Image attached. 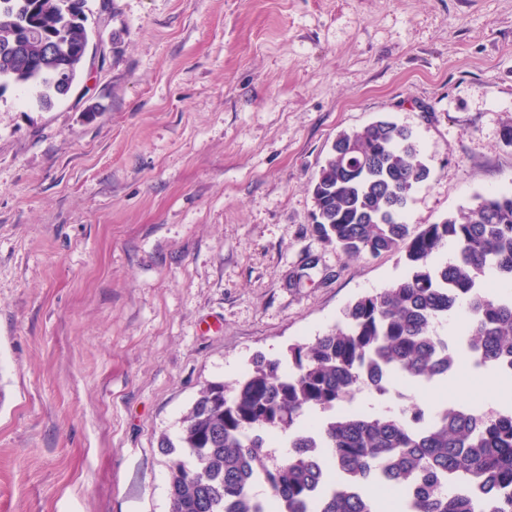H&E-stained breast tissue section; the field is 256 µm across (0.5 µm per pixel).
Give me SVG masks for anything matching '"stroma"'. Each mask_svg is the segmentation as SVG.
I'll use <instances>...</instances> for the list:
<instances>
[{
	"mask_svg": "<svg viewBox=\"0 0 512 512\" xmlns=\"http://www.w3.org/2000/svg\"><path fill=\"white\" fill-rule=\"evenodd\" d=\"M88 6L69 95L0 96V512H170L199 390L405 276L314 231L339 132L412 131L415 232L512 189V0Z\"/></svg>",
	"mask_w": 512,
	"mask_h": 512,
	"instance_id": "stroma-1",
	"label": "stroma"
}]
</instances>
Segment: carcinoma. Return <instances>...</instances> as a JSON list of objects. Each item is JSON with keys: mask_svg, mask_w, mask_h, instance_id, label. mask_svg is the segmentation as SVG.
Wrapping results in <instances>:
<instances>
[{"mask_svg": "<svg viewBox=\"0 0 512 512\" xmlns=\"http://www.w3.org/2000/svg\"><path fill=\"white\" fill-rule=\"evenodd\" d=\"M86 10L87 0H0V95L31 88L42 109L66 97ZM429 176L393 121L337 135L309 185L315 231L350 256L401 253L407 275L290 346L288 363L255 356L231 396L222 383L201 388L177 441L160 444L171 512H383L367 482L401 490L399 512H512V409L405 405L395 387L434 383L464 361L512 375V191L414 233L404 213ZM491 278L501 289H486ZM457 311L467 325L450 344L438 327ZM365 389L397 408L336 412ZM278 438L286 459L266 451Z\"/></svg>", "mask_w": 512, "mask_h": 512, "instance_id": "cac0c4a2", "label": "carcinoma"}]
</instances>
